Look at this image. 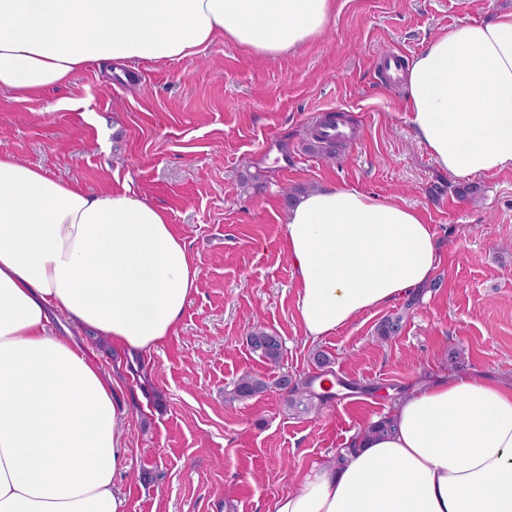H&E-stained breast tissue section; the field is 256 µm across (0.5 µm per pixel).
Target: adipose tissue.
Masks as SVG:
<instances>
[{
  "label": "adipose tissue",
  "mask_w": 512,
  "mask_h": 512,
  "mask_svg": "<svg viewBox=\"0 0 512 512\" xmlns=\"http://www.w3.org/2000/svg\"><path fill=\"white\" fill-rule=\"evenodd\" d=\"M335 0H0V94L19 101L104 61L182 60L223 39L265 57L321 35ZM407 122L453 176L512 167V12L460 22L402 72ZM304 336L316 342L426 283L419 213L323 187L287 211ZM199 270L166 212L0 153V512H126L116 384L51 310L140 351L175 334ZM385 434L316 464L272 512H512V380L445 375L405 391Z\"/></svg>",
  "instance_id": "1"
}]
</instances>
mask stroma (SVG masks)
Listing matches in <instances>:
<instances>
[{
  "instance_id": "obj_1",
  "label": "stroma",
  "mask_w": 512,
  "mask_h": 512,
  "mask_svg": "<svg viewBox=\"0 0 512 512\" xmlns=\"http://www.w3.org/2000/svg\"><path fill=\"white\" fill-rule=\"evenodd\" d=\"M510 10L512 0H336L323 36L275 58L218 41L193 59L134 63L132 84L98 63L36 99L0 96V149L92 189L129 186L165 209L199 269L177 335L151 350L120 354L63 313L52 319L119 384L127 512H269L416 381L473 369L512 376V168L475 177L478 193L460 196L465 179L417 141L402 80L379 68L459 22ZM329 112L351 127L330 161L308 138ZM328 184L417 211L436 233L442 285L310 342L284 246V194ZM401 311L400 335L381 339V320ZM256 323L281 336L279 364L248 347ZM319 350L348 391L322 413L295 415L276 381L320 376ZM246 374L266 391L230 400Z\"/></svg>"
}]
</instances>
